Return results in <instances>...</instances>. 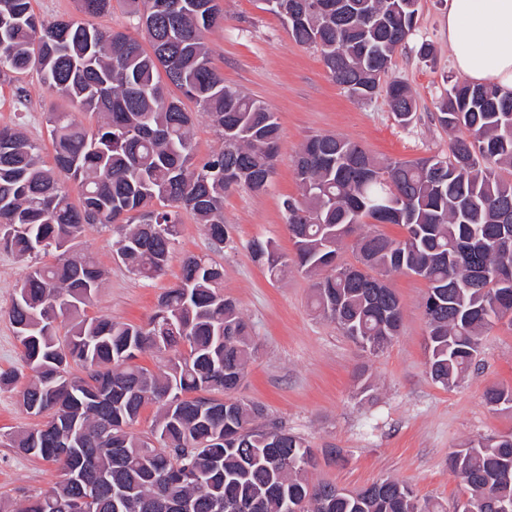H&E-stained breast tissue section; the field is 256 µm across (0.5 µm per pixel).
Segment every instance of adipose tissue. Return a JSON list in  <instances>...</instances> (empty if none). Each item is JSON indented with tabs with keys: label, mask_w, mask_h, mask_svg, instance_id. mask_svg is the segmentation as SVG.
Returning a JSON list of instances; mask_svg holds the SVG:
<instances>
[{
	"label": "adipose tissue",
	"mask_w": 512,
	"mask_h": 512,
	"mask_svg": "<svg viewBox=\"0 0 512 512\" xmlns=\"http://www.w3.org/2000/svg\"><path fill=\"white\" fill-rule=\"evenodd\" d=\"M448 46L471 82L512 92V0H448Z\"/></svg>",
	"instance_id": "obj_1"
}]
</instances>
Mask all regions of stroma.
Listing matches in <instances>:
<instances>
[{"mask_svg": "<svg viewBox=\"0 0 512 512\" xmlns=\"http://www.w3.org/2000/svg\"><path fill=\"white\" fill-rule=\"evenodd\" d=\"M205 42L225 84L274 112L280 134L275 173L263 193L237 188L225 195L231 242L221 251L213 250L203 225L183 214L169 266L152 281L137 279L118 259L119 226H88L79 249L104 272L88 315L146 323L160 294L176 282L184 256L215 259L224 266V295L249 321L256 347L233 398L262 405L267 422L308 441L317 457L312 481L356 491L393 479L451 512L464 488L448 469L449 454L472 440L512 434V408L484 401L488 388L512 386V326L501 322L487 330L478 367L446 388L428 373L423 280L391 276L402 303L401 331L382 351L370 353L312 310V278L296 271L270 278L249 253L255 240L273 241L292 253L282 201L299 193L293 160L308 137L335 134L376 156L404 160L448 151L452 138L433 119L449 85L463 79L448 47V0H419L415 30L384 75L385 81L405 82L416 97L418 118L408 126L396 121L384 94L360 101L333 82L319 52L297 43L263 0H224V24L208 32ZM424 43L433 48L426 60L418 54ZM63 107L36 72L0 81V124L21 125L47 161L52 153L46 114ZM25 273V262L0 249V372L22 366V348L6 312ZM359 373L367 392L358 389ZM34 423L17 392H0L2 496L35 495L59 479L55 465L11 445L15 431ZM333 448L341 449L342 460L330 456Z\"/></svg>", "mask_w": 512, "mask_h": 512, "instance_id": "1", "label": "stroma"}]
</instances>
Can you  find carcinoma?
Wrapping results in <instances>:
<instances>
[{
    "mask_svg": "<svg viewBox=\"0 0 512 512\" xmlns=\"http://www.w3.org/2000/svg\"><path fill=\"white\" fill-rule=\"evenodd\" d=\"M99 17L112 0H79ZM126 0L149 48L124 32L46 21L31 0H0V78L37 70L47 90L96 118L47 113L53 163L13 125L0 126V247L27 263L7 311L34 375L19 391L40 419L14 434L22 454L50 462L61 478L0 512H76L90 487L124 489L85 501L87 512H212L226 496L240 512H439L412 489L386 479L358 491L312 482L316 465L304 438L262 422L265 410L221 395L234 391L255 352L236 302L224 297V267L187 255L178 281L160 295L145 324L85 313L102 271L76 250L86 226L121 224L116 254L143 280L161 276L180 233L182 212L224 248V195L265 191L279 151V127L259 101L224 83L204 33L224 23L223 0ZM281 0L271 11L296 42L318 49L329 76L350 96L382 91L402 125L416 100L401 81L381 85L396 49L412 34L419 0H350L348 17L305 11ZM200 107L222 148L196 160L192 130ZM435 120L456 138L450 154L379 160L334 134L309 138L294 158L300 193L283 201L294 256L270 240L250 245L255 262L278 277L293 265L315 276L311 307L362 348L378 352L399 334L402 306L388 278L410 272L427 284L425 344L432 380L459 383L476 363L482 333L512 319V93L454 84ZM77 200H72L71 192ZM372 220L405 230L398 239L369 231L353 240V263L338 261L355 229ZM48 255L55 262L42 261ZM152 350L166 357L153 374L133 363ZM487 404L512 405V387L492 386ZM158 406L150 435L131 430ZM72 437L78 456H63ZM448 465L473 497L512 502V434L471 441Z\"/></svg>",
    "mask_w": 512,
    "mask_h": 512,
    "instance_id": "obj_1",
    "label": "carcinoma"
}]
</instances>
